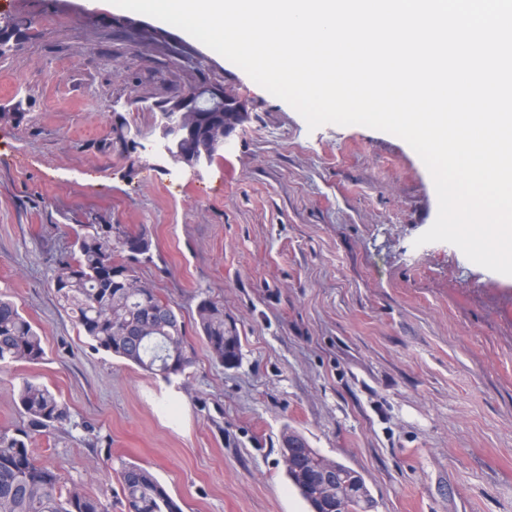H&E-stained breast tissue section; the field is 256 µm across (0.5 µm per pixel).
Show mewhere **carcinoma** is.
Instances as JSON below:
<instances>
[{"mask_svg": "<svg viewBox=\"0 0 512 512\" xmlns=\"http://www.w3.org/2000/svg\"><path fill=\"white\" fill-rule=\"evenodd\" d=\"M21 36L20 28L0 25V57ZM245 112H189L182 150L188 158L213 161L224 150V123L241 124ZM72 252L59 259L52 287L59 303L72 313L79 333L97 350L129 361L163 379L184 375L193 366L195 350L175 304L162 298L140 279L132 263L152 258L153 239L144 226L77 224L72 227ZM196 333L213 360L235 367L241 357L237 326L224 322V305L207 297L199 300ZM44 357L42 336L15 302L0 295V368L11 363L36 364ZM18 403L25 423L0 427V512H109V504L83 486L69 487L56 470L40 462L30 448L32 439L70 419L67 405L48 387L23 380ZM296 449L319 471L336 470V461L308 445L299 434L284 435L285 475L310 512H358L375 504L364 478H359L356 501L313 499L298 466L288 460ZM125 512H182L168 489L147 468L120 462L115 469Z\"/></svg>", "mask_w": 512, "mask_h": 512, "instance_id": "cac0c4a2", "label": "carcinoma"}]
</instances>
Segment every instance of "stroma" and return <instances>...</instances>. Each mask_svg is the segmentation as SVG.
Returning <instances> with one entry per match:
<instances>
[{
	"mask_svg": "<svg viewBox=\"0 0 512 512\" xmlns=\"http://www.w3.org/2000/svg\"><path fill=\"white\" fill-rule=\"evenodd\" d=\"M70 17L45 29L42 15ZM19 41L0 57V292L44 338L0 370V426H22V379L68 423L33 454L124 512L120 462L151 467L183 512H307L281 456L286 429L360 472L376 512H512V276L454 245L415 246L438 213L399 137L309 130L288 103L185 31L109 0H0ZM186 52L173 65L172 49ZM207 80L247 120L193 169L159 157L156 103ZM149 228L138 274L191 319L222 303L237 367L205 345L155 379L92 349L50 286L68 227Z\"/></svg>",
	"mask_w": 512,
	"mask_h": 512,
	"instance_id": "obj_1",
	"label": "stroma"
}]
</instances>
